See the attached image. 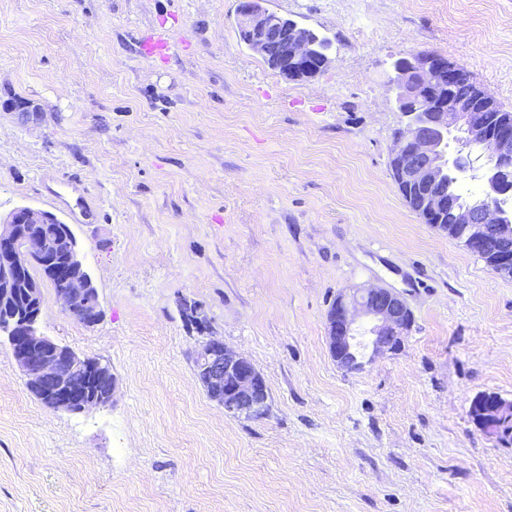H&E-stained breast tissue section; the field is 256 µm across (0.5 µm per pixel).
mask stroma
<instances>
[{
  "label": "stroma",
  "instance_id": "stroma-1",
  "mask_svg": "<svg viewBox=\"0 0 512 512\" xmlns=\"http://www.w3.org/2000/svg\"><path fill=\"white\" fill-rule=\"evenodd\" d=\"M237 5L0 0V215L92 200L72 231L102 317L47 285L39 329L115 377L109 406L48 408L0 337V512H512V446L469 413L512 400V279L405 204L388 87L436 54L512 111V0H266L333 43L302 80L240 40ZM363 285L413 322L347 372L326 316ZM209 336L262 373L266 417L208 398Z\"/></svg>",
  "mask_w": 512,
  "mask_h": 512
}]
</instances>
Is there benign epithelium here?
I'll use <instances>...</instances> for the list:
<instances>
[{
  "instance_id": "1",
  "label": "benign epithelium",
  "mask_w": 512,
  "mask_h": 512,
  "mask_svg": "<svg viewBox=\"0 0 512 512\" xmlns=\"http://www.w3.org/2000/svg\"><path fill=\"white\" fill-rule=\"evenodd\" d=\"M237 26L253 33L251 50L264 57L282 46L278 64L291 79L313 77L332 62L331 55H318L311 31L292 19L280 18L275 27L264 0H239ZM465 84L463 70L440 56L411 54L398 57L389 80L398 111L406 121L394 137L390 160L400 184L415 190L421 209L446 234L448 225L439 217L448 213L451 226L462 233V245L488 257V267L498 276L512 278V225L489 200L512 198V125L493 117L491 98L479 89L470 90L466 105L457 99ZM461 136L464 147L448 155V136ZM477 148L485 168L483 198L463 202L452 191L437 186L448 173L464 175L473 160L468 147ZM50 212L24 206L0 218V334L6 336L30 392L58 408L82 412L106 406L112 400L113 377L109 365L83 357L73 349L37 335L38 315L21 316L14 301L13 283L19 263L50 269L61 281L81 279L82 260L76 244L64 236L47 239L32 231L35 224H54ZM62 310L72 319L87 323L94 304L88 288H61L55 292ZM371 327L373 350L397 352L413 314L405 299L387 288H355L336 298L327 314L329 352L347 372L358 371L363 362L357 353L354 327L358 319ZM196 377L207 396L224 412L261 418L269 407V391L263 375L246 357L229 351L224 342L211 338L195 353ZM474 423L498 443L512 445V432L501 428L512 403L495 395H480L471 401Z\"/></svg>"
}]
</instances>
